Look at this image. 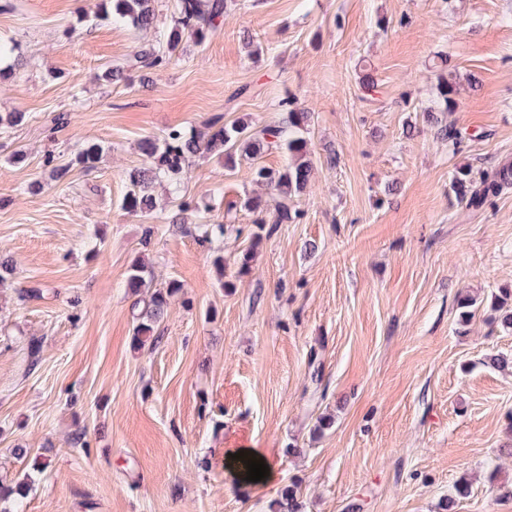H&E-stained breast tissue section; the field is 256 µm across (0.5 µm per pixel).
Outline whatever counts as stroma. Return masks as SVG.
<instances>
[{"instance_id":"1","label":"stroma","mask_w":512,"mask_h":512,"mask_svg":"<svg viewBox=\"0 0 512 512\" xmlns=\"http://www.w3.org/2000/svg\"><path fill=\"white\" fill-rule=\"evenodd\" d=\"M10 2L0 41L26 63L0 113L29 119L0 135V254L17 263L0 286V484L30 477L23 512H270L292 484L303 512H443L459 481L470 494L454 512H512V372L488 362L512 355L490 319L492 295L512 288V189L474 210L449 186L456 165L512 160V0H235L145 84L103 80L145 37L101 19L99 0ZM442 55L463 80L441 115L457 147L422 121ZM286 96L313 114L300 222L252 242L247 159L199 160L185 184L203 201L224 187L223 271L197 213L166 223V185L152 216L122 209L143 138L216 115L270 125ZM85 140L103 146L96 169L26 192L46 151L68 159ZM138 256L156 284L182 285L139 349L126 287ZM465 293L481 301L466 323ZM239 448L266 455L274 480L227 466Z\"/></svg>"}]
</instances>
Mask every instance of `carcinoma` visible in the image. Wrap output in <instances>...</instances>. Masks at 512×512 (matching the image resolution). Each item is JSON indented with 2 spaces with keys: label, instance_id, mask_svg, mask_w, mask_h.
I'll return each instance as SVG.
<instances>
[{
  "label": "carcinoma",
  "instance_id": "1",
  "mask_svg": "<svg viewBox=\"0 0 512 512\" xmlns=\"http://www.w3.org/2000/svg\"><path fill=\"white\" fill-rule=\"evenodd\" d=\"M232 0H176L172 15V25L157 27L155 0H101L100 9L106 18L124 22L138 30H154L155 40L136 50L129 59L104 72L108 81H121L128 73L166 67L178 59L177 50L184 33L192 35L196 42H203L215 29L230 6ZM13 56V63L0 68V88L12 78L16 67L21 65L20 47L17 43L5 46L0 43V54ZM437 97L441 111L454 112L460 96V81L456 69L448 58L439 56ZM28 119L25 112H10L0 117V135L24 124ZM312 121V113L298 109L293 100L286 96L280 101L279 118L272 125L254 126L242 120L221 124L219 120L206 122V131H184L172 128L158 141L144 138L139 150L146 157L147 164L129 172L128 191L123 197L122 208L127 212L151 216L156 210L153 184L157 181L167 185L168 192L177 199V210L167 218L169 224H182L183 213L195 210L201 213L196 226L198 240L207 245L224 242L225 225L211 221L210 213L214 206L208 202H194L186 199L184 183L193 163L200 158H217L224 167L234 165L238 158L253 161L252 182L266 190V195H246L242 207L254 216L257 232L253 234V244L263 238L262 232L267 221L265 214L269 206H274L276 224H294L301 219V212L295 208L294 200L307 189L313 174V164L309 159L310 142L306 134ZM283 153L288 164L282 168H272L258 162L265 152ZM102 146L96 142L83 143L64 162L52 152L42 158V166L49 169L53 178L65 176L78 166L86 171L95 168ZM512 187V161L498 164L492 171L474 170L469 163L455 167L451 181L452 191L458 202L480 208L492 202L503 191ZM154 276L151 266L145 260L136 258L129 267L127 288L137 297V309L133 342L142 348L147 342H156V326L163 320L169 307L170 298L178 294L181 284L169 281L163 288L153 287ZM512 291L504 288L494 296V306L498 308L497 322L503 330L512 332V307L508 299ZM31 479L24 477L7 488L0 487V512H16L4 506L6 502L19 504L28 495ZM271 512H302L297 488L285 487L279 498L271 504Z\"/></svg>",
  "mask_w": 512,
  "mask_h": 512
}]
</instances>
